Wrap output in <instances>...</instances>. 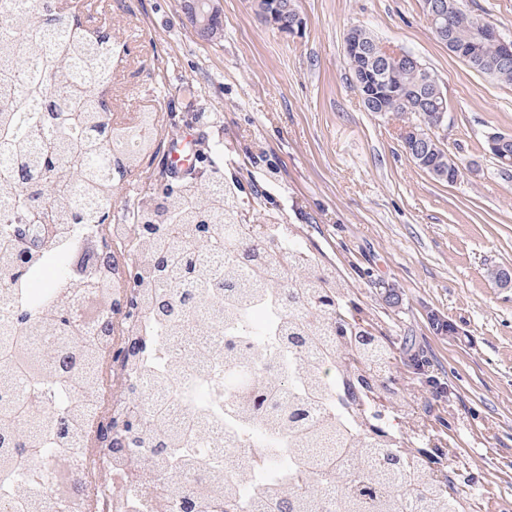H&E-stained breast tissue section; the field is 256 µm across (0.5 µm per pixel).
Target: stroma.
<instances>
[{
  "mask_svg": "<svg viewBox=\"0 0 512 512\" xmlns=\"http://www.w3.org/2000/svg\"><path fill=\"white\" fill-rule=\"evenodd\" d=\"M182 0H78L84 27L111 28L112 118L158 114L156 148L121 181L116 212L149 205L171 185L172 137H195V171L239 182L247 221L294 225L371 311L396 354L415 407L408 419L376 403L378 422L420 441L419 426L454 451L470 512H512V170L486 135L512 134V85L469 68L439 41L421 0H296L297 35L266 26L252 0H219L223 35L199 39ZM411 52L448 97L441 139L462 161L438 182L406 153L401 119L366 111L344 53L352 27ZM456 325L450 338L427 319ZM421 364L429 382L413 376Z\"/></svg>",
  "mask_w": 512,
  "mask_h": 512,
  "instance_id": "stroma-1",
  "label": "stroma"
}]
</instances>
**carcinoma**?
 I'll return each mask as SVG.
<instances>
[{
  "mask_svg": "<svg viewBox=\"0 0 512 512\" xmlns=\"http://www.w3.org/2000/svg\"><path fill=\"white\" fill-rule=\"evenodd\" d=\"M448 4V50L475 71L512 84V60L499 62L500 48L480 37V19ZM0 30V319L15 327L0 347V478L25 483L28 492L8 499L10 512H80L86 478L70 479L69 500L47 498L43 474L31 466L56 452L85 447L86 424L95 411L93 390L103 370L102 350L112 345V363L124 375L128 400L112 406L119 418L102 427L118 461L139 457L165 479L157 512H324L320 491L340 490L337 512H402L411 495L420 512H464V494L448 475V454H435L406 437L372 425L368 408L377 398L409 417L415 410L400 387L388 381L395 357L387 337L367 330L347 282L333 265L301 244L278 251L277 224L239 221V195L219 169L206 185L188 179L161 193L152 207L127 214L142 256L127 266L123 294L112 281L116 244L106 266L59 288L97 295L102 315L94 328L77 324L57 299L37 309L13 293L45 254L60 247L80 226L112 223L116 182L139 167L155 142L157 114L139 113L137 130L112 121L107 84L112 77V32L87 38L79 20L37 0L33 7H6ZM376 72L406 93L385 95L379 108L423 132L410 157L427 173L455 181L461 169L443 144L432 140L436 87L425 83L424 64ZM47 219L42 236L15 227ZM256 305L277 312L261 333L275 337L264 356L265 374L251 377L239 398L225 407V428L205 415L177 417L170 388L179 365H149L165 330L173 351L195 346L196 362L217 357L208 336L223 324L224 362L256 366V347L234 335L230 325ZM36 336L54 338L56 348L39 357ZM286 348L299 367L294 384L283 381L279 352ZM28 379L38 412L17 397L16 380ZM149 381L151 394L142 383ZM340 395L348 419L316 414L332 393ZM261 427L271 441L283 439L294 459L279 481L254 492L215 470L187 448L213 434V450L238 442L236 429Z\"/></svg>",
  "mask_w": 512,
  "mask_h": 512,
  "instance_id": "1",
  "label": "carcinoma"
}]
</instances>
